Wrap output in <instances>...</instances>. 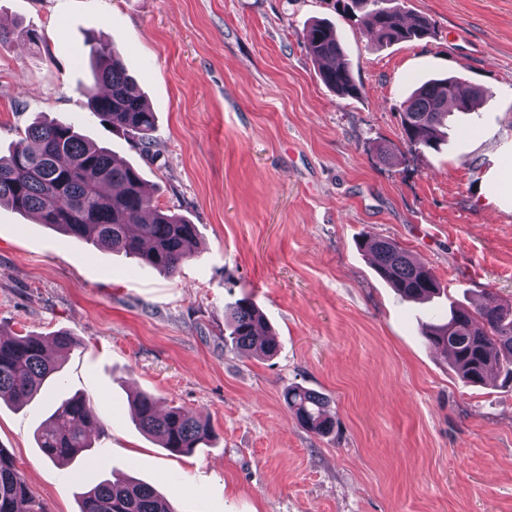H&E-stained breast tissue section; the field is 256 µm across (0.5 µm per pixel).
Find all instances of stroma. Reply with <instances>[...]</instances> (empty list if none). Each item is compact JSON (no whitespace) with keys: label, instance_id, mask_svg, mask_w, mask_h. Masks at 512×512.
I'll use <instances>...</instances> for the list:
<instances>
[{"label":"stroma","instance_id":"1","mask_svg":"<svg viewBox=\"0 0 512 512\" xmlns=\"http://www.w3.org/2000/svg\"><path fill=\"white\" fill-rule=\"evenodd\" d=\"M347 0H0V150L34 118L75 121L138 167L156 205L196 224L171 276L0 206V333L76 344L61 378L0 403L7 449L44 512H79L81 485L125 475L175 512H512V386L463 385L424 324L484 293L512 303V0H404L425 39L371 44ZM330 23L361 92L342 98L303 42ZM112 40L155 114L149 151L94 118L91 40ZM484 90L448 140L405 141L401 103L429 79ZM407 249L438 297L403 299L363 238ZM250 298L277 354L232 351L224 310ZM301 386L329 401L320 436L290 414ZM209 423V446L172 455L133 423L139 392ZM90 396L101 466L44 457L35 434Z\"/></svg>","mask_w":512,"mask_h":512}]
</instances>
